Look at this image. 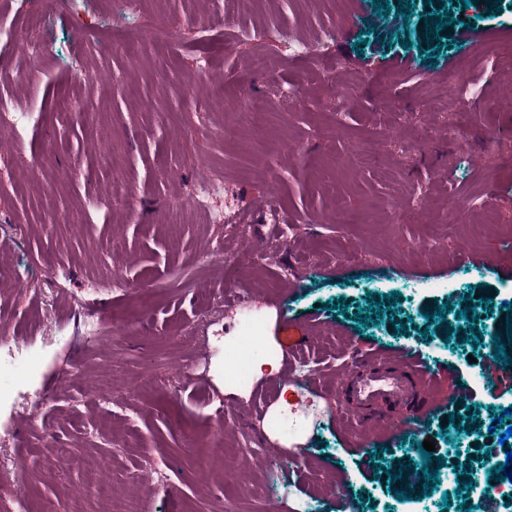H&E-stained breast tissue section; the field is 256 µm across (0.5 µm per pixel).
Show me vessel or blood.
I'll list each match as a JSON object with an SVG mask.
<instances>
[{
	"mask_svg": "<svg viewBox=\"0 0 512 512\" xmlns=\"http://www.w3.org/2000/svg\"><path fill=\"white\" fill-rule=\"evenodd\" d=\"M437 376L414 352L371 353L344 379L351 407L343 418L366 443L383 432L417 426L431 410L421 395Z\"/></svg>",
	"mask_w": 512,
	"mask_h": 512,
	"instance_id": "b4317fda",
	"label": "vessel or blood"
}]
</instances>
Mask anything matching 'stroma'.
<instances>
[{"label":"stroma","mask_w":512,"mask_h":512,"mask_svg":"<svg viewBox=\"0 0 512 512\" xmlns=\"http://www.w3.org/2000/svg\"><path fill=\"white\" fill-rule=\"evenodd\" d=\"M389 4L379 14L373 0H241L230 28L224 0H148L140 12L41 0L45 27L33 32L20 0H0V71L16 73L4 91L18 107L0 115V341L44 352L21 383L37 412L0 411V460L19 453L27 467L22 485L0 483V512H102L82 479L87 459L139 512H266L273 499L284 512H336L340 484L347 512H460L457 469L487 454L505 462L512 440L488 427L512 425V368L493 360L512 301V106L499 100L512 0H409L408 18ZM442 7L465 23L427 62L422 21ZM148 20L177 26L180 42L138 40ZM258 53L274 76L255 70ZM451 71L465 77L453 90ZM217 78L245 85L256 109L226 110L237 96L213 97ZM335 87L349 91L341 113ZM369 136L383 144L375 166L356 155ZM117 183L130 194L114 197ZM191 197L214 209L233 198L236 222L200 211L165 224ZM470 290L469 304L488 297L493 312L457 320ZM239 298L260 321L246 389L226 378L246 335ZM373 299L381 312L362 324ZM289 318L313 338L291 359ZM361 348L414 349L442 372L416 428L366 446L336 424ZM314 371L320 383L302 386ZM428 438L444 459L435 489L396 498L390 474L421 470ZM60 445L74 458H57Z\"/></svg>","instance_id":"35a3bbf8"}]
</instances>
